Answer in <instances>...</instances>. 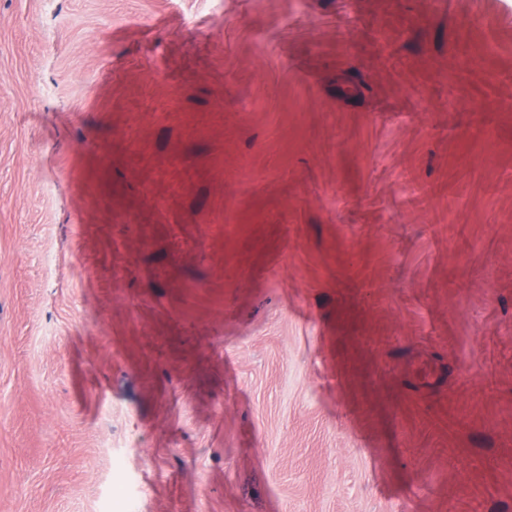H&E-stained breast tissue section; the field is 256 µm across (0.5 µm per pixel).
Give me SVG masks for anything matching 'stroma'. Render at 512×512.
<instances>
[{"label":"stroma","mask_w":512,"mask_h":512,"mask_svg":"<svg viewBox=\"0 0 512 512\" xmlns=\"http://www.w3.org/2000/svg\"><path fill=\"white\" fill-rule=\"evenodd\" d=\"M0 512H512V0H0Z\"/></svg>","instance_id":"1"}]
</instances>
